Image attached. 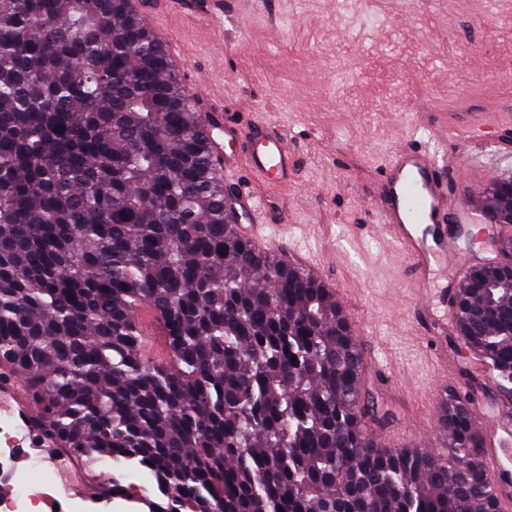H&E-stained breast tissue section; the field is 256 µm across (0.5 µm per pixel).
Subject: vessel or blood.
Returning a JSON list of instances; mask_svg holds the SVG:
<instances>
[{"label":"vessel or blood","instance_id":"1","mask_svg":"<svg viewBox=\"0 0 512 512\" xmlns=\"http://www.w3.org/2000/svg\"><path fill=\"white\" fill-rule=\"evenodd\" d=\"M129 4L152 26L159 14L170 9L216 21L224 18V0H129ZM202 118L212 128L209 146L221 173L232 178L244 167L255 179L254 184L232 191L228 199L241 236L258 249H270L273 241L265 235V227L288 221L287 214H275L270 195L293 177L295 156L287 135L265 123L246 125L227 119L215 107ZM493 126L483 113L464 126H432L431 145L406 144L393 152L370 197L379 217L377 233L391 240L408 260L414 314L433 345L428 361L438 387L449 392L460 386L442 342L443 336L455 332L450 291L475 267L496 262L499 255L464 253L457 247L460 225L474 221L463 196L481 189V164L473 158L451 160L446 147L462 136L491 137ZM438 272L448 275V287L442 291L433 282ZM484 391L494 399L492 406H475L484 472L496 490L499 512H512V396L491 376L484 379ZM0 413L28 426L35 410L9 385L0 388Z\"/></svg>","mask_w":512,"mask_h":512}]
</instances>
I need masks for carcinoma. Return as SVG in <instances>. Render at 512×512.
<instances>
[{"mask_svg": "<svg viewBox=\"0 0 512 512\" xmlns=\"http://www.w3.org/2000/svg\"><path fill=\"white\" fill-rule=\"evenodd\" d=\"M205 130L127 0H0V384L100 489L150 512H498L471 404L447 445L381 449L330 290L241 238ZM463 338L512 383V291L460 287ZM94 469L101 482L117 479L124 486L141 493L142 500L129 501L115 497L99 512H149L146 499H154L156 483L148 470L133 463H116L108 456H100L94 464ZM141 490V492L139 491Z\"/></svg>", "mask_w": 512, "mask_h": 512, "instance_id": "carcinoma-1", "label": "carcinoma"}]
</instances>
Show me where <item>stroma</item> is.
I'll return each instance as SVG.
<instances>
[{
    "instance_id": "stroma-1",
    "label": "stroma",
    "mask_w": 512,
    "mask_h": 512,
    "mask_svg": "<svg viewBox=\"0 0 512 512\" xmlns=\"http://www.w3.org/2000/svg\"><path fill=\"white\" fill-rule=\"evenodd\" d=\"M162 23L186 67L224 111L265 119L296 152L288 186L275 193L292 223L276 252L297 250L324 267L356 336L414 389L390 391L365 375L363 396L384 425L432 409L436 377L411 319L403 253L373 230L370 195L385 159L424 138V121L460 125L475 112L512 113V0H264L242 25L179 11ZM500 146H471L486 182L512 175V128ZM94 469L140 492L103 512H149L148 470L107 456Z\"/></svg>"
}]
</instances>
